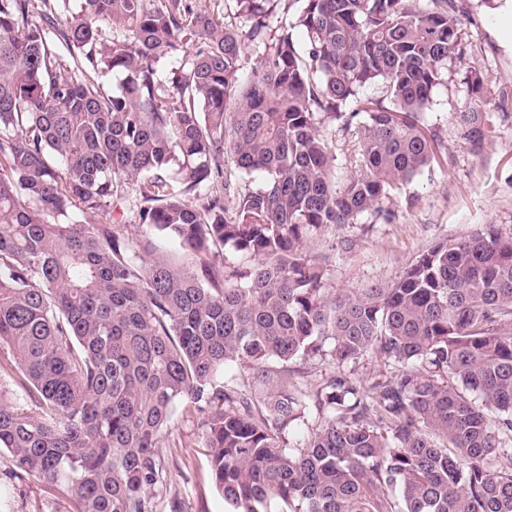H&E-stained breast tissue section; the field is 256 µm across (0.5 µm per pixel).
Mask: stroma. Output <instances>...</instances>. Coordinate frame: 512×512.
Wrapping results in <instances>:
<instances>
[{
  "label": "stroma",
  "mask_w": 512,
  "mask_h": 512,
  "mask_svg": "<svg viewBox=\"0 0 512 512\" xmlns=\"http://www.w3.org/2000/svg\"><path fill=\"white\" fill-rule=\"evenodd\" d=\"M456 4L472 46L469 60L484 73L481 108L493 115L490 136L479 150L461 138L455 114L471 99L464 65H452L427 114L443 164L424 170L390 202L391 221L365 217L312 238V250L329 258L327 288L358 291L390 283L429 246L468 238L488 224L512 234V102L499 98L500 90L512 92V46L506 42L512 0H498L493 9L484 0ZM200 421L185 399L164 429L158 456L165 485L154 498V512H227L210 475ZM13 470L10 453L0 450V512H73L71 502L37 480L14 478Z\"/></svg>",
  "instance_id": "1"
}]
</instances>
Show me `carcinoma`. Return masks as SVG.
<instances>
[{
  "label": "carcinoma",
  "mask_w": 512,
  "mask_h": 512,
  "mask_svg": "<svg viewBox=\"0 0 512 512\" xmlns=\"http://www.w3.org/2000/svg\"><path fill=\"white\" fill-rule=\"evenodd\" d=\"M232 2L244 32L194 0H0V373L38 409L0 395V450L76 512H153L189 398L229 512H512V235L339 294L305 248L389 220L440 162L426 114L468 56L454 0H294L275 30L272 0ZM464 84L486 94L476 65ZM328 124L358 143L342 184ZM457 124L489 137L476 107Z\"/></svg>",
  "instance_id": "carcinoma-1"
}]
</instances>
